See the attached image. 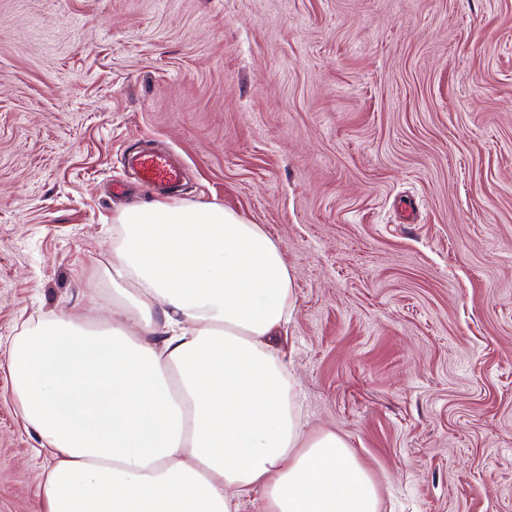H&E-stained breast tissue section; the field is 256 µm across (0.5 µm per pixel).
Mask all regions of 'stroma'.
Returning a JSON list of instances; mask_svg holds the SVG:
<instances>
[{"mask_svg": "<svg viewBox=\"0 0 512 512\" xmlns=\"http://www.w3.org/2000/svg\"><path fill=\"white\" fill-rule=\"evenodd\" d=\"M135 149L280 243L304 418L380 512H512V0H0L1 344L111 321ZM40 446L1 361L0 512Z\"/></svg>", "mask_w": 512, "mask_h": 512, "instance_id": "stroma-1", "label": "stroma"}]
</instances>
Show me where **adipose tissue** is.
I'll use <instances>...</instances> for the list:
<instances>
[{
  "mask_svg": "<svg viewBox=\"0 0 512 512\" xmlns=\"http://www.w3.org/2000/svg\"><path fill=\"white\" fill-rule=\"evenodd\" d=\"M108 329L59 314L6 350L52 464L38 512H379L336 430H306L281 341L295 308L279 242L218 204L152 201L113 219Z\"/></svg>",
  "mask_w": 512,
  "mask_h": 512,
  "instance_id": "adipose-tissue-1",
  "label": "adipose tissue"
}]
</instances>
